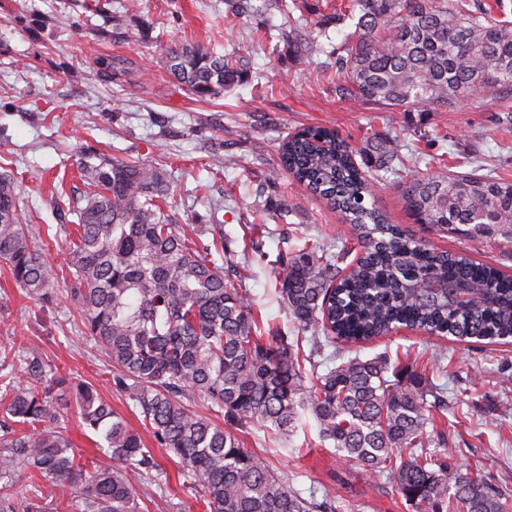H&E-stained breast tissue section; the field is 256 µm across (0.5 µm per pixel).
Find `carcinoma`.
Segmentation results:
<instances>
[{"label":"carcinoma","instance_id":"cac0c4a2","mask_svg":"<svg viewBox=\"0 0 512 512\" xmlns=\"http://www.w3.org/2000/svg\"><path fill=\"white\" fill-rule=\"evenodd\" d=\"M356 40L336 58L342 93L393 112H431L478 96L512 97V23L459 0H349ZM252 47L224 56L171 47L161 64L201 98L242 81ZM376 172L325 127L283 139L282 168L351 225L360 255L341 276L317 243L280 257L275 294L297 327L332 344L366 343L399 328L459 340L512 339V274L464 252L439 251L406 235L375 206L376 183L399 174L400 145L379 139ZM85 191L77 233L64 250L71 298L86 332L115 369L141 424L198 478L203 512H336L305 498L199 414V399L232 422L257 419L276 442L311 417L321 443L423 512H507L504 495L453 471L425 450L426 427L443 399L401 380L382 354L349 358L306 381L293 345L264 336L255 301L224 281L208 249L167 213L170 181L144 161L86 148L78 159ZM407 208L460 240L512 245V180L487 172L415 170L402 181ZM40 229L21 222L14 182L0 174V261L15 285L49 301L57 287L42 259ZM487 295L488 305L475 296ZM26 365L18 385L8 368ZM0 512H140L136 484L155 469L151 451L125 417L84 384L43 377L36 347L0 361ZM434 397L429 402L426 396ZM76 405L116 462L87 469L57 423ZM33 472L39 485L19 483Z\"/></svg>","mask_w":512,"mask_h":512}]
</instances>
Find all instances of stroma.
Returning <instances> with one entry per match:
<instances>
[{
  "mask_svg": "<svg viewBox=\"0 0 512 512\" xmlns=\"http://www.w3.org/2000/svg\"><path fill=\"white\" fill-rule=\"evenodd\" d=\"M299 14L329 34L320 50L302 54L276 37L278 13L255 11L225 19L224 0H0V173L15 184L23 223L48 231L43 258L59 269L76 235L69 203L82 192L78 152L90 146L110 157L150 158L171 175L176 222L200 232L235 288L262 307L277 335L297 329L275 297L274 260L298 239L329 245L337 268L357 254L351 228L318 196L281 174L269 183L283 138L307 126L336 128L356 148L371 133L395 139L443 169H495L512 179V123L504 104L479 97L432 112H389L341 96L334 65L355 27L336 12L337 0H296ZM257 46L246 79L217 98L193 94L157 60L164 49L199 46L224 55L249 40ZM112 61L111 69L99 66ZM219 158L234 159L221 168ZM377 206L391 223L436 249H466L477 261L512 274V246L474 239L467 244L419 223L406 208L399 179L383 181ZM0 354L34 346L59 373L91 382L123 415L160 467L161 484L140 482L142 512H187L203 495L182 462L142 429L133 403L112 381L109 363L83 324L66 286L45 303L17 288L0 262ZM422 355L413 366L423 385H438L448 403L427 431L429 450L449 464L479 473L512 494V343L457 342L400 329L365 344L328 347L315 358L326 373L334 357L373 358L381 352ZM244 448L300 490L336 499V512H414L384 480L320 446L315 427L288 447L270 443L257 423L231 425ZM60 431L82 461L110 466L97 436L69 409Z\"/></svg>",
  "mask_w": 512,
  "mask_h": 512,
  "instance_id": "1",
  "label": "stroma"
}]
</instances>
